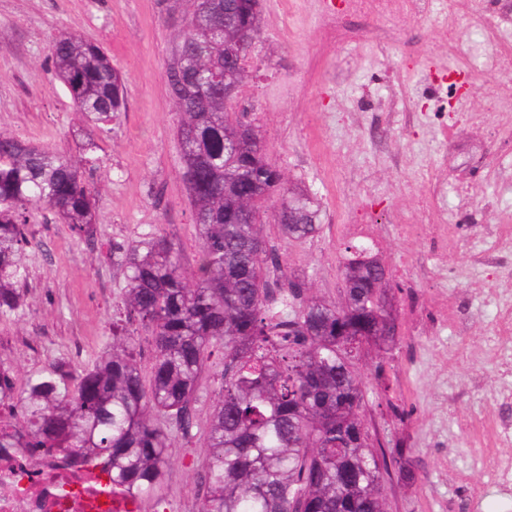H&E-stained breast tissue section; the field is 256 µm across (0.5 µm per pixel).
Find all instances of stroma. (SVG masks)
<instances>
[{"label": "stroma", "mask_w": 512, "mask_h": 512, "mask_svg": "<svg viewBox=\"0 0 512 512\" xmlns=\"http://www.w3.org/2000/svg\"><path fill=\"white\" fill-rule=\"evenodd\" d=\"M184 11L183 0H0V131L73 155L97 145L85 174L97 236L77 240L60 223L30 227L27 315L0 321V361L16 377L76 342L83 359L99 352L123 287L111 242L155 227L184 268L195 265L166 79ZM433 13L425 22L402 9L378 18L325 12L321 0H265L237 109L291 188L320 202V228L302 241L282 238L272 203L262 220L285 272L321 299L344 295L354 240L340 225L363 211L380 224L418 223L420 198L436 192L447 243L395 232L372 251L391 276L399 336L392 351L370 347L358 364L365 424L371 440L408 448L405 465L418 476L388 483L391 512H512V487L488 479L493 462L512 459V439L495 427L512 379L489 356L500 342L498 313L512 307V263L493 271L478 260L512 229V79L489 63L512 40L485 28L489 17L512 25V0H435ZM444 21L456 45L442 37ZM68 34L103 45L125 77L126 110L110 132L79 123L48 59L50 41ZM217 387L205 374L191 433L174 437L163 487L172 512H191L202 494L203 430ZM385 396L405 420L381 406Z\"/></svg>", "instance_id": "stroma-1"}]
</instances>
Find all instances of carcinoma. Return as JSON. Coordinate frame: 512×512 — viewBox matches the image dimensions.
<instances>
[{
  "instance_id": "carcinoma-1",
  "label": "carcinoma",
  "mask_w": 512,
  "mask_h": 512,
  "mask_svg": "<svg viewBox=\"0 0 512 512\" xmlns=\"http://www.w3.org/2000/svg\"><path fill=\"white\" fill-rule=\"evenodd\" d=\"M263 0H186V31L167 82L180 143V177L199 241L195 270L159 229L112 242L122 312L83 368L58 357L17 383L0 363V448L32 463L67 452L107 471L136 502L159 503L173 431L188 436L199 382L221 355L204 431L205 492L197 512H389L384 491L405 449L375 446L365 430L357 372L365 344L396 336L386 311L388 270L346 262L338 304L306 294L260 230L274 198L281 233L312 237L320 205L288 187L245 113L233 120L224 73L245 78L247 56L225 53L234 26L259 38ZM48 58L87 125L105 130L124 108L121 72L99 45L53 40ZM61 222L80 240L98 232L84 160L0 131V320L25 315L28 225ZM151 337L149 377L138 333Z\"/></svg>"
}]
</instances>
